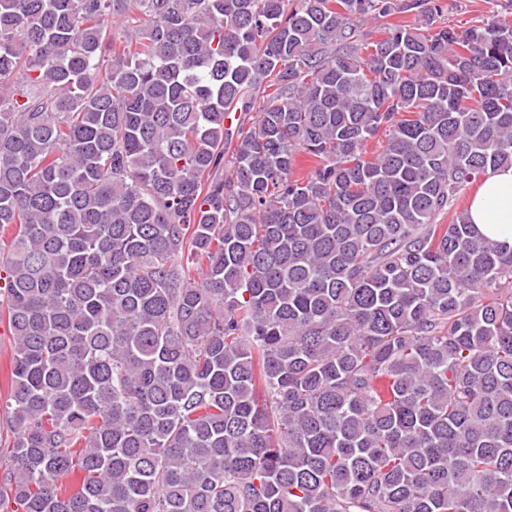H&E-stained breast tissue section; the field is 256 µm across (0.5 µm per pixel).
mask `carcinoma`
I'll return each instance as SVG.
<instances>
[{
	"label": "carcinoma",
	"mask_w": 512,
	"mask_h": 512,
	"mask_svg": "<svg viewBox=\"0 0 512 512\" xmlns=\"http://www.w3.org/2000/svg\"><path fill=\"white\" fill-rule=\"evenodd\" d=\"M444 10L0 0L13 512H512V23ZM481 181L466 187L456 209L465 208ZM467 212L477 233L493 242L512 245V167L488 169L482 185L470 199Z\"/></svg>",
	"instance_id": "1"
}]
</instances>
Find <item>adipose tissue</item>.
Listing matches in <instances>:
<instances>
[{"label": "adipose tissue", "mask_w": 512, "mask_h": 512, "mask_svg": "<svg viewBox=\"0 0 512 512\" xmlns=\"http://www.w3.org/2000/svg\"><path fill=\"white\" fill-rule=\"evenodd\" d=\"M467 212L480 236L512 244V167L488 170Z\"/></svg>", "instance_id": "1"}]
</instances>
